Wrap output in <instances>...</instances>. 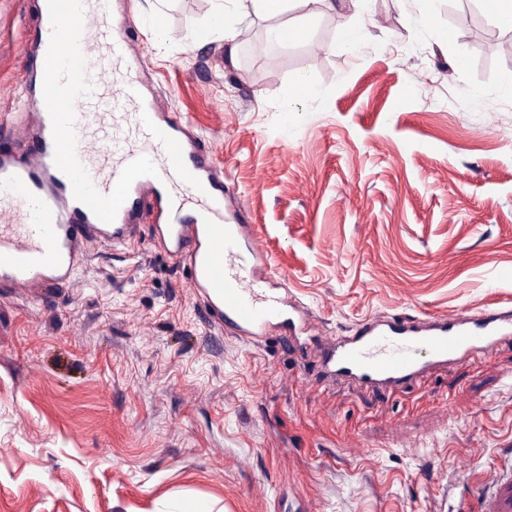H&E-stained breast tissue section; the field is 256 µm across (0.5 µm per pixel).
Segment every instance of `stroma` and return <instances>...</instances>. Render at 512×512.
Instances as JSON below:
<instances>
[{"label": "stroma", "mask_w": 512, "mask_h": 512, "mask_svg": "<svg viewBox=\"0 0 512 512\" xmlns=\"http://www.w3.org/2000/svg\"><path fill=\"white\" fill-rule=\"evenodd\" d=\"M213 9L129 0L126 23L314 334L512 307L511 25L482 0H295L227 48ZM35 12L0 0V105ZM272 25L302 33L271 46ZM508 451L512 342L396 390L332 381L314 351L208 325L145 229L72 285L0 290V512H454Z\"/></svg>", "instance_id": "35a3bbf8"}]
</instances>
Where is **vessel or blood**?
<instances>
[{"label": "vessel or blood", "mask_w": 512, "mask_h": 512, "mask_svg": "<svg viewBox=\"0 0 512 512\" xmlns=\"http://www.w3.org/2000/svg\"><path fill=\"white\" fill-rule=\"evenodd\" d=\"M125 0H43L23 47L21 108L0 114V285L13 292L75 281L98 242L124 246L142 225L187 275L225 332L262 341L307 330L282 296L265 238L179 115L159 109L123 16ZM512 339V308L396 314L321 340L329 373L399 387L428 369ZM479 512H512V466L468 489Z\"/></svg>", "instance_id": "obj_1"}]
</instances>
